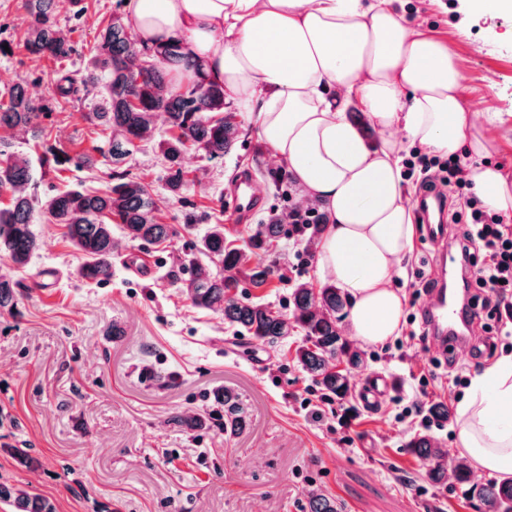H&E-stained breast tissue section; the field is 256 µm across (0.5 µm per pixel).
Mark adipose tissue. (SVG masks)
I'll return each instance as SVG.
<instances>
[{"instance_id": "adipose-tissue-1", "label": "adipose tissue", "mask_w": 512, "mask_h": 512, "mask_svg": "<svg viewBox=\"0 0 512 512\" xmlns=\"http://www.w3.org/2000/svg\"><path fill=\"white\" fill-rule=\"evenodd\" d=\"M138 46L176 44L223 85L302 198L327 203L319 267L350 301L362 344L400 335L393 283L414 238L399 153L417 143L468 155L483 206L512 217V175L485 163L493 112L465 106L454 52L410 25L392 0H124ZM358 101L382 144L367 146L346 107ZM457 448L483 472L512 477V358L475 376L457 405Z\"/></svg>"}]
</instances>
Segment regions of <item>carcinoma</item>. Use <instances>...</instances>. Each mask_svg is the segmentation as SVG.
Segmentation results:
<instances>
[{
  "label": "carcinoma",
  "instance_id": "obj_1",
  "mask_svg": "<svg viewBox=\"0 0 512 512\" xmlns=\"http://www.w3.org/2000/svg\"><path fill=\"white\" fill-rule=\"evenodd\" d=\"M58 6L59 0H25L28 28L23 45L34 58L58 61L74 52L72 41L54 21ZM132 52L129 25L121 16H112L100 30L97 51L81 78L83 88L102 83L106 93L104 105L87 113L86 118L105 133L100 154L117 166L132 153L136 143L153 136L155 119L162 117L172 132L158 143L166 163L167 190L171 197L180 198L189 184L181 164L183 151L194 147L212 160H222L237 148L239 125L234 113L224 107V86L198 77L200 65L181 54L178 46L142 48L147 64L138 68ZM176 71L193 78L176 89L172 86ZM38 117L28 85L18 82L11 86L7 104L0 103V129L33 133ZM31 179L29 160L10 156L0 162V196H10V206L0 210V257L14 268L26 267L39 248L34 232L37 211L27 192ZM44 214L50 223L64 226L66 237L85 258L75 276L86 282L101 283L112 278L116 249L113 228L131 242L152 245L176 234L172 225L161 222L159 206L148 186L124 173L112 176V184L102 192L72 189L49 197ZM328 220L325 207L311 224H285L275 216L259 225L243 247L227 245L224 225L212 224L193 248L218 261L220 271L210 273L195 265L181 280V288L194 307L219 313L226 326L261 344L274 346L301 331L303 336L295 349L297 365L322 393L342 399L351 393L353 384L348 373L336 370V360L343 358L349 367L356 368L361 356L337 325V315L347 305L340 288L334 284L314 288L308 282L295 283L289 293L288 317L239 294L242 285L259 287L274 274L275 263L263 259L273 243L289 237L311 243L322 235ZM17 304L16 282L0 274V313H14ZM215 400L224 409L219 421L225 434L239 437L249 430L251 411L238 392L226 387L216 393ZM172 422L190 431L207 426L205 418L196 416L175 415ZM407 447L430 461V483L439 485L451 475L480 502L482 512H512V480L472 482L467 464H448V451L426 431L415 433ZM0 502L8 504L12 512H55L49 499L6 482H0ZM305 512H341V504L330 495L311 492Z\"/></svg>",
  "mask_w": 512,
  "mask_h": 512
}]
</instances>
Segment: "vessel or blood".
Here are the masks:
<instances>
[{
	"mask_svg": "<svg viewBox=\"0 0 512 512\" xmlns=\"http://www.w3.org/2000/svg\"><path fill=\"white\" fill-rule=\"evenodd\" d=\"M416 212L429 241L438 246L437 262L441 269L454 267L456 259L454 246L448 240V204L438 190L423 188L416 195ZM260 196L247 178H239L231 195V210L239 217L254 212ZM422 318L430 330V337L440 352H452L462 356L463 345L460 336L465 324L466 310L460 305L455 289L449 288L447 280H440L430 288L428 301ZM389 378L373 375L361 385L359 396L362 404L373 405L388 393Z\"/></svg>",
	"mask_w": 512,
	"mask_h": 512,
	"instance_id": "obj_1",
	"label": "vessel or blood"
}]
</instances>
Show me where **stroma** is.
Listing matches in <instances>:
<instances>
[{"mask_svg": "<svg viewBox=\"0 0 512 512\" xmlns=\"http://www.w3.org/2000/svg\"><path fill=\"white\" fill-rule=\"evenodd\" d=\"M414 25L449 44L464 76L472 110L494 112L496 149L487 163L512 173V14L465 8L461 0H396ZM123 0H62L56 23L71 30L75 52L65 62L36 60L22 43L24 0H0V97L27 83L49 107L39 136L0 129V161L26 156L34 178L28 188L38 203L56 191L80 185L106 188L113 167L95 153L102 137L86 120L101 99L97 88L69 99L51 90L64 75L81 78L96 50L97 36ZM237 149L219 162L188 149L182 166L190 184L181 199L169 197L157 137L140 143L125 169L148 183L161 201V220L178 226L168 243L155 247L120 240L112 278L96 284L77 279L83 257L61 225L39 218V249L26 268L14 271L0 259V272L19 283L16 313L0 314V481L50 499L56 512H303L310 489L335 496L344 512H475L455 481L430 483V463L406 446L430 429L451 459H459L457 419L444 423L405 416L411 403L440 401L456 408L473 379L498 359L512 356V335L500 337L487 357L463 360L464 385L441 367V353L419 337L423 296L416 289L436 276L435 248L415 232L411 252L394 285L405 295L407 345L392 339L362 347L363 365L353 381L383 374L392 388L382 406L369 410L357 394L325 399L293 360L294 342L270 347L225 326L220 314L194 308L180 288L181 264L198 234L220 224L228 241L243 245L271 214L299 204L286 197L273 173L277 164L249 122H242ZM94 156L92 167L54 165L51 152ZM252 177L262 201L241 222L230 218L229 192L241 176ZM194 232L182 229L186 213ZM144 256L152 273L135 270ZM274 275L243 295L288 313V289L301 279L325 284L317 255L295 238L274 246ZM124 334L111 339L112 326ZM156 372H173L175 386L154 385ZM230 387L252 410L250 431L226 437L217 426L188 432L171 424L176 413H217L215 390ZM26 449L30 466L17 464L13 449Z\"/></svg>", "mask_w": 512, "mask_h": 512, "instance_id": "1", "label": "stroma"}]
</instances>
